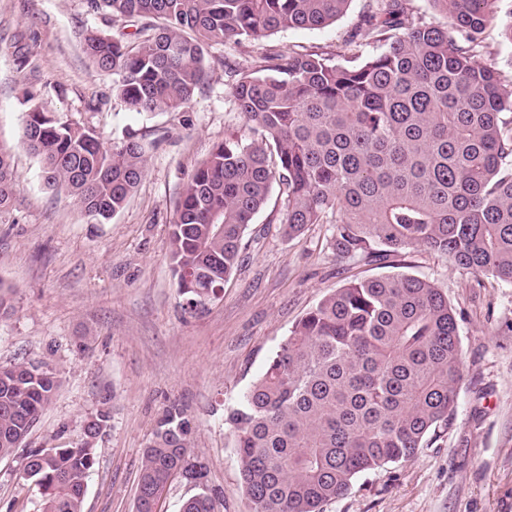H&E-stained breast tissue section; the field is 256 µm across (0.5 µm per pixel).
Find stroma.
Segmentation results:
<instances>
[{
    "mask_svg": "<svg viewBox=\"0 0 512 512\" xmlns=\"http://www.w3.org/2000/svg\"><path fill=\"white\" fill-rule=\"evenodd\" d=\"M367 0L323 29L267 38L283 52L355 53L350 36ZM498 0L481 65L512 80V41ZM87 0H0V146L13 157L16 191L0 213V367L26 362L58 380L22 447L0 459V512H37L40 493L23 476L34 448L78 446L91 416L105 412L83 512H135L138 475L163 409L184 405L197 431L218 512H250L234 439L224 423L264 372L267 359L321 298L355 278L414 275L447 294L457 315L463 381L448 430L409 461L358 476L325 512H512V283L461 269L447 257L407 250L371 264L337 259L336 227L288 236L270 201L250 224L241 263L222 299L185 311L169 262V226L184 182L215 145L249 130L231 103L225 60L248 63L251 43L209 48L208 78L180 112L139 114L112 95V79L87 61L85 31L119 32ZM96 131L105 144L145 135L148 170L126 208L101 223L45 186L22 144L27 97Z\"/></svg>",
    "mask_w": 512,
    "mask_h": 512,
    "instance_id": "35a3bbf8",
    "label": "stroma"
}]
</instances>
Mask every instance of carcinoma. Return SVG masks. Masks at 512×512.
<instances>
[{"mask_svg": "<svg viewBox=\"0 0 512 512\" xmlns=\"http://www.w3.org/2000/svg\"><path fill=\"white\" fill-rule=\"evenodd\" d=\"M349 2L89 0L134 28L121 38L88 30L83 52L139 114L186 108L206 81L209 45L258 44L248 65L228 67L251 137L217 145L192 171L170 225L169 258L189 311L219 298L248 225L274 194L286 233L336 225L329 246L341 260L422 248L512 282V117L503 118L512 83L477 63L497 0H430L435 20L408 13L403 0H376L351 36L368 51L341 62L261 46L288 29L328 27ZM28 101L22 142L44 182L101 222L118 215L148 168L143 136L107 146ZM15 186L0 147V212ZM461 382L458 322L434 282L384 275L323 297L225 414L251 512H323L359 474L412 459L448 430ZM57 386L30 363L0 368V458L26 439ZM107 422L102 413L87 420L77 448L49 458L30 451L25 476L40 490L41 512H83ZM194 433L184 406L164 409L143 451L138 512H155L154 493L176 476L200 488L182 512H216L204 466L189 453Z\"/></svg>", "mask_w": 512, "mask_h": 512, "instance_id": "1", "label": "carcinoma"}]
</instances>
